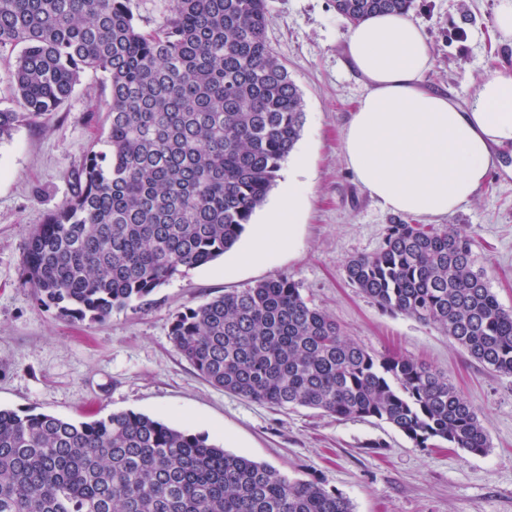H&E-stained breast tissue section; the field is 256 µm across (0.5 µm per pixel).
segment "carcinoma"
I'll return each instance as SVG.
<instances>
[{"label":"carcinoma","mask_w":512,"mask_h":512,"mask_svg":"<svg viewBox=\"0 0 512 512\" xmlns=\"http://www.w3.org/2000/svg\"><path fill=\"white\" fill-rule=\"evenodd\" d=\"M412 3L334 8L355 23ZM268 22L267 0H172L151 31L130 0H0V46L20 48L11 81L21 108L0 110V141L57 111L87 69L110 95L103 149L87 151L71 197L29 234L22 285L37 303L101 322L235 246L306 122ZM345 275L381 310L433 325L512 375V310L463 227L390 224L380 250L349 258ZM169 339L208 383L251 401L376 419L418 448H490L447 376L369 352L286 276L176 313ZM0 512L354 510L319 478H291L143 413L76 421L0 408Z\"/></svg>","instance_id":"obj_1"}]
</instances>
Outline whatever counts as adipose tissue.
Returning <instances> with one entry per match:
<instances>
[{
  "instance_id": "adipose-tissue-1",
  "label": "adipose tissue",
  "mask_w": 512,
  "mask_h": 512,
  "mask_svg": "<svg viewBox=\"0 0 512 512\" xmlns=\"http://www.w3.org/2000/svg\"><path fill=\"white\" fill-rule=\"evenodd\" d=\"M345 64L367 93L343 136V156L368 195L395 214L441 218L471 203L512 145V75L485 70L460 104L424 82L433 57L423 27L405 14L349 25ZM300 190L289 185L240 265L262 263L293 243Z\"/></svg>"
}]
</instances>
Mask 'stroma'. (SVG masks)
Masks as SVG:
<instances>
[{
    "label": "stroma",
    "mask_w": 512,
    "mask_h": 512,
    "mask_svg": "<svg viewBox=\"0 0 512 512\" xmlns=\"http://www.w3.org/2000/svg\"><path fill=\"white\" fill-rule=\"evenodd\" d=\"M498 4L414 0L409 14L425 29L434 59L430 87L465 104L486 66L512 74V46L493 33ZM268 5V43L302 94L306 123L251 222L264 223L289 178L299 177L307 193L292 249L242 267L226 253L170 280L143 309L119 310L102 322L62 320L40 306L22 285L28 234L71 196L74 172L109 126L103 76L85 71L57 112L0 141V407L77 420L144 413L288 476L320 478L349 498L354 512H512V375L486 370L433 326L383 312L346 280V260L377 251L387 226L399 220L343 161V131L365 93L343 62L349 23L333 0ZM299 158L307 163L300 174ZM447 221L467 228L499 302L512 310L511 146L501 149L480 195ZM276 275L292 278L367 350L416 359L447 375L476 408L488 453L417 448L373 419L274 409L206 382L172 347V316Z\"/></svg>",
    "instance_id": "obj_1"
}]
</instances>
